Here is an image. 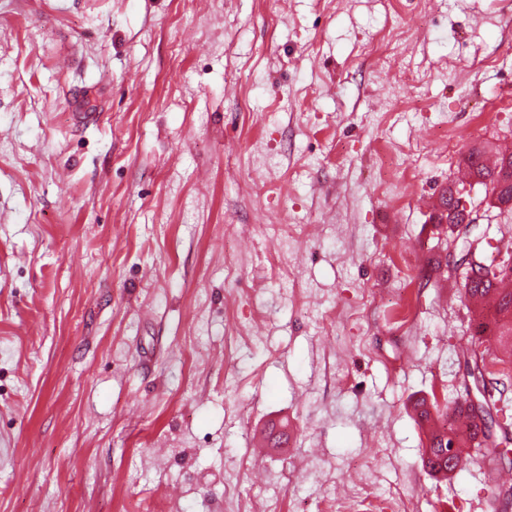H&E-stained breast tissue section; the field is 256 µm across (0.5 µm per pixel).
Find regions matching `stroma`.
<instances>
[{
    "mask_svg": "<svg viewBox=\"0 0 512 512\" xmlns=\"http://www.w3.org/2000/svg\"><path fill=\"white\" fill-rule=\"evenodd\" d=\"M484 143L512 0H0V512H512L413 410L466 397L420 199Z\"/></svg>",
    "mask_w": 512,
    "mask_h": 512,
    "instance_id": "1",
    "label": "stroma"
}]
</instances>
